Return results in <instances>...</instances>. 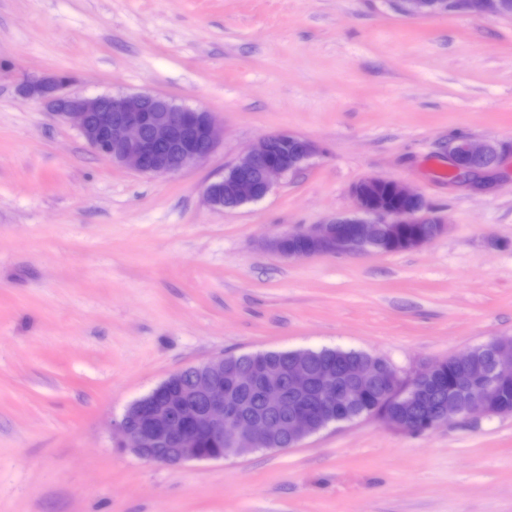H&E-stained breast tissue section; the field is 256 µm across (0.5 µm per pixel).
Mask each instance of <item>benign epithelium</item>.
<instances>
[{"instance_id": "obj_1", "label": "benign epithelium", "mask_w": 512, "mask_h": 512, "mask_svg": "<svg viewBox=\"0 0 512 512\" xmlns=\"http://www.w3.org/2000/svg\"><path fill=\"white\" fill-rule=\"evenodd\" d=\"M397 8L409 15L433 12L431 0H397ZM448 11L475 16H512V0H448ZM69 79L48 73L22 84L20 92L36 101L52 105L65 121L75 126L87 143L112 162L141 174L164 176L177 173L205 160L215 148L220 130L212 114L178 105L151 93L105 94L95 97L66 92ZM319 153L318 145L288 131L255 142L224 175L205 190L207 204L232 209L263 198L275 180L299 170ZM451 168L460 177H476L493 171L502 150L492 142L475 144L468 137L448 142ZM354 208L311 229L288 232L268 242V246L288 257H311L321 253L349 255L379 251L398 235L402 224H428V233L414 238L409 249L423 247L441 236L447 225L432 214L418 192L391 178L372 176L352 189ZM301 239L306 250L282 247L285 239ZM463 370V377L448 391V403L425 422L413 423L405 411L416 405L421 388L435 381V362L408 379L393 368H384L382 359L364 356L345 367L346 381L332 379L318 387L319 406L297 407L285 418L245 415L233 397V388L244 380L261 381V401L272 409L281 404L284 388L301 393L311 384L309 355L303 354L283 374L260 358L251 359L240 373L224 357H216L193 367L187 387L173 389L178 374L170 375L142 398L130 404L116 423L120 445L138 457L167 465L202 461L196 448L201 435L222 440L225 453L216 459L242 456L273 444L285 435L296 446L306 437L339 420L336 410H345V419L373 416L386 425L424 435L436 427L473 414H512V405L502 399V383L512 377V339L495 338L448 358ZM375 387L393 410L380 414L360 401L367 388ZM168 447L169 455L159 457L153 450Z\"/></svg>"}]
</instances>
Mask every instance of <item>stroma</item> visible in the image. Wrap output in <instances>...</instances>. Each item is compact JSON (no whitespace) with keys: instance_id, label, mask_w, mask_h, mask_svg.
I'll return each mask as SVG.
<instances>
[{"instance_id":"35a3bbf8","label":"stroma","mask_w":512,"mask_h":512,"mask_svg":"<svg viewBox=\"0 0 512 512\" xmlns=\"http://www.w3.org/2000/svg\"><path fill=\"white\" fill-rule=\"evenodd\" d=\"M150 92L211 112L203 162L147 176L19 86ZM321 151L262 200L204 201L260 138ZM509 150L460 181L448 139ZM370 175L448 230L416 250L288 258L266 240L353 207ZM512 336V17L393 0H0V512H512V415L416 437L375 417L172 467L126 408L216 356L338 347L402 377Z\"/></svg>"}]
</instances>
